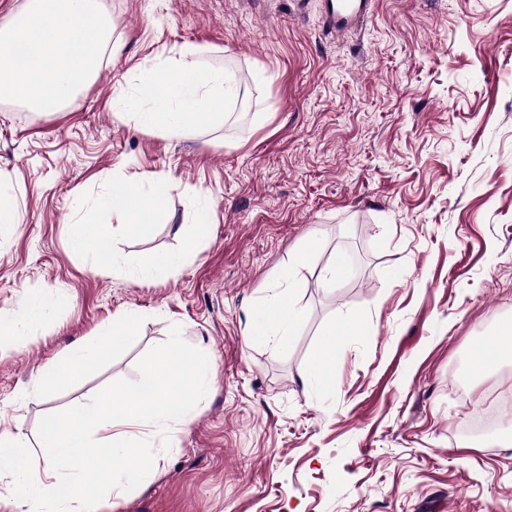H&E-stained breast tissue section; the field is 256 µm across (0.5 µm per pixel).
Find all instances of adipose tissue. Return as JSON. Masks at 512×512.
<instances>
[{
    "label": "adipose tissue",
    "mask_w": 512,
    "mask_h": 512,
    "mask_svg": "<svg viewBox=\"0 0 512 512\" xmlns=\"http://www.w3.org/2000/svg\"><path fill=\"white\" fill-rule=\"evenodd\" d=\"M234 83L222 70L171 67L166 74L147 73L140 93L149 107L134 113L136 125L172 136L222 122L224 99ZM169 185L145 174L135 180L113 182L98 201V209L123 215L124 234L146 236L163 210ZM73 249L92 265L113 261L107 235L97 225L76 221L68 226ZM47 297H33L21 310L0 309V335L21 336L44 315ZM141 315L126 310L90 344L77 348L46 371L42 386L73 379L86 364L102 357L106 349L137 335ZM300 313L290 292H282L258 308L252 333L277 334L290 340ZM211 388L208 362L193 351L180 334H171L165 354L145 360L139 380L128 394L106 391L77 408L68 419L48 420L38 448H31L23 434L0 435V466L11 477L8 487L14 512H92L95 497L88 487L87 472L97 462L110 466L108 495L125 498L154 474L159 450L150 431L164 432L187 422L196 405ZM41 454L43 468L29 479L33 454Z\"/></svg>",
    "instance_id": "obj_1"
}]
</instances>
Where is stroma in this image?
Here are the masks:
<instances>
[{"label": "stroma", "mask_w": 512, "mask_h": 512, "mask_svg": "<svg viewBox=\"0 0 512 512\" xmlns=\"http://www.w3.org/2000/svg\"><path fill=\"white\" fill-rule=\"evenodd\" d=\"M323 3L102 0L113 46L94 83L53 114L0 101V184L19 201L0 228V308L52 302L0 337V434L38 443L45 420L134 386L171 333L211 359L210 393L153 438L154 478L99 512H512V410L470 433L489 390L512 393V358L466 372L465 392L450 383L482 339L512 333V0H373L339 35ZM176 64L236 80L224 123L177 137L134 123L143 73ZM146 173L169 184L166 216L90 268L68 221ZM206 202L197 253L132 282L131 266L181 252ZM311 238L295 336L253 338L252 310ZM339 251L350 273L325 285ZM130 308L138 335L40 390ZM331 327L322 389L307 366ZM211 220V208L208 205L200 206L190 224H182L181 231L186 239L187 251H193L208 235ZM187 226V231L184 229Z\"/></svg>", "instance_id": "stroma-1"}]
</instances>
